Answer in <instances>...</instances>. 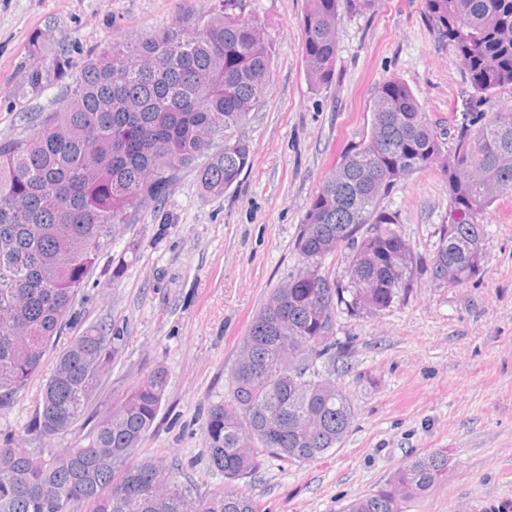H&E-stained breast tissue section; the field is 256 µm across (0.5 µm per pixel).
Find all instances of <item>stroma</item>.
Segmentation results:
<instances>
[{"label": "stroma", "mask_w": 512, "mask_h": 512, "mask_svg": "<svg viewBox=\"0 0 512 512\" xmlns=\"http://www.w3.org/2000/svg\"><path fill=\"white\" fill-rule=\"evenodd\" d=\"M214 0H0V137L30 127L31 111L53 98L15 100L31 40L51 32L74 68L112 43L207 14ZM307 0H245L273 45L267 95L244 128L253 165L221 196L205 193L194 172L180 178L161 206L138 211L120 239L85 278L65 339L92 324L119 329L123 353L102 389L110 402L156 369L167 375L158 417L141 446L179 460L199 490L220 487L204 432L210 405L223 401L228 376L253 316L297 274L294 243L311 198L339 156L369 128L370 102L396 77L425 112L446 126L472 112L465 69L439 43L423 0H373L370 10H340L336 78L312 86L302 56ZM382 206L413 252L431 258L448 221V191L438 168L398 183ZM481 272L451 286L429 267L412 290L378 313L337 309L335 334L350 339L336 381L355 409L339 448L304 464L266 461L258 477L237 482L260 512H338L383 487L404 461L447 451V479L406 502L403 512H473L477 502L512 505V197L483 215ZM166 224L158 233V224ZM137 246L125 274L111 282L100 267L125 244ZM14 405L0 410V442L23 435L33 405L55 367Z\"/></svg>", "instance_id": "obj_1"}]
</instances>
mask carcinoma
Wrapping results in <instances>:
<instances>
[{"label": "carcinoma", "mask_w": 512, "mask_h": 512, "mask_svg": "<svg viewBox=\"0 0 512 512\" xmlns=\"http://www.w3.org/2000/svg\"><path fill=\"white\" fill-rule=\"evenodd\" d=\"M219 0L209 17L188 15L162 32L114 43L73 72L70 57L32 39L18 98L51 89L64 104L43 110L30 133L0 137V409L11 407L74 319L99 252L135 213L157 206L193 168L204 192L222 195L252 166L242 134L271 81L272 45L257 21ZM340 0H308L302 55L312 85L336 74ZM438 40L453 47L486 111L448 135L412 88H377L370 127L311 198L295 240L299 272L252 320L228 383L207 412L211 470L227 482L268 459L313 461L339 447L355 412L336 382L350 341L334 334L335 309L380 311L404 297L417 258L382 201L413 173L440 167L448 223L430 260L433 275L461 285L482 266V213L512 196V0H424ZM349 249V285L322 262ZM120 336L90 325L59 354L26 426L52 441L70 433L98 399L121 356ZM157 370L104 405L88 435L66 448L0 446V512H258L253 498L222 487L200 493L183 468L140 445L165 396ZM445 450L395 469L384 487L339 512H401L402 502L448 476Z\"/></svg>", "instance_id": "1"}]
</instances>
